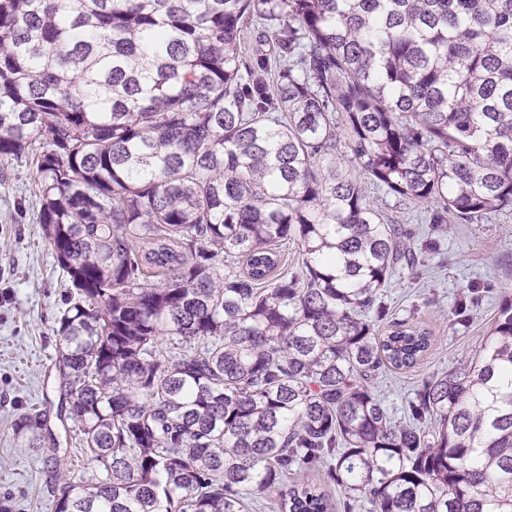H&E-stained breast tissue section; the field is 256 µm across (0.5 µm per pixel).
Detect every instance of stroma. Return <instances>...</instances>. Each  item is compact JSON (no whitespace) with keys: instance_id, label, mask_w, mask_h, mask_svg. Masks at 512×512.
I'll list each match as a JSON object with an SVG mask.
<instances>
[{"instance_id":"stroma-1","label":"stroma","mask_w":512,"mask_h":512,"mask_svg":"<svg viewBox=\"0 0 512 512\" xmlns=\"http://www.w3.org/2000/svg\"><path fill=\"white\" fill-rule=\"evenodd\" d=\"M37 168L26 155L0 162V512H53L51 489L62 479L92 481L71 423L57 417L59 371L55 315L67 291L38 219ZM374 198L409 232L419 266L397 270L385 292L389 316L431 332L434 342L412 369H387L374 388L395 420L427 379L466 367L485 343L503 299L512 297V212L451 229L429 224L417 205L383 192ZM483 291L467 320L454 304L470 283ZM47 412L39 447H19L14 423L26 411Z\"/></svg>"}]
</instances>
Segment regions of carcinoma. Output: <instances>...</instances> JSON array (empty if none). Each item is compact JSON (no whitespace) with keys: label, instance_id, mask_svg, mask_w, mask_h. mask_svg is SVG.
I'll use <instances>...</instances> for the list:
<instances>
[{"label":"carcinoma","instance_id":"cac0c4a2","mask_svg":"<svg viewBox=\"0 0 512 512\" xmlns=\"http://www.w3.org/2000/svg\"><path fill=\"white\" fill-rule=\"evenodd\" d=\"M36 150L61 406L106 472L54 512H330L320 470L362 512H512V297L396 421L372 381L433 336L376 333L417 260L369 191L512 211V0H0V160Z\"/></svg>","mask_w":512,"mask_h":512}]
</instances>
